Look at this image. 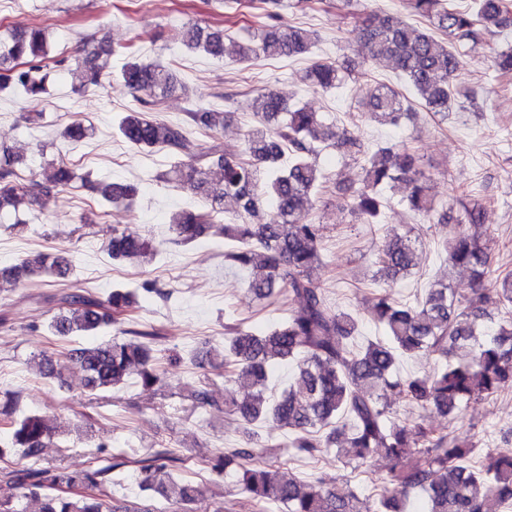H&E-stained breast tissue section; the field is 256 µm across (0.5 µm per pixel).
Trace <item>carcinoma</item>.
Wrapping results in <instances>:
<instances>
[{"label":"carcinoma","instance_id":"1","mask_svg":"<svg viewBox=\"0 0 512 512\" xmlns=\"http://www.w3.org/2000/svg\"><path fill=\"white\" fill-rule=\"evenodd\" d=\"M232 9L255 8L270 19L281 16L288 0H224ZM407 17L427 23L422 30L407 17L369 13L360 39L365 55L360 75L373 65L391 68L410 95L376 83L366 92L371 118L380 125L400 126L411 114V99L434 116L448 118L459 98L466 96L457 83L464 66L459 47L482 42L486 33L512 28L509 0H473L461 9L449 0H402ZM189 49H201L215 58L230 54L241 62L295 57L310 52L316 34L297 25L263 22L246 27L242 36L225 43L224 30L188 24L183 33ZM48 41L45 28L32 26L13 32L0 42V89L12 88L35 99L46 92ZM122 50L108 46L69 63L67 69L78 90L101 85L111 74L112 57ZM352 71L334 61L314 63L305 80L315 89L343 87ZM120 78L136 94L140 108L119 119L117 132L135 150L165 151L176 158L164 181L204 198L203 209H183L169 228L174 240L191 245L204 238L224 239V262L251 274V299L268 302L283 292L297 300L288 317L271 328L255 332L242 325L224 326V412L245 426L248 442L208 459L215 471L235 468L243 505L263 512L273 504L284 512H406L396 490L420 494L424 512H501L512 502V451L488 455L477 468L465 464L473 445L466 437L451 436L434 424L436 416L459 413L473 400L487 398L512 384V271L487 287L493 258L481 240L484 210L464 203L457 223L448 225L441 243L444 261L469 272L472 288L459 295L447 280L432 282L412 304L397 302L391 292L399 280L420 266L422 250L406 234L384 239L376 253L380 278L387 287L371 298V309L385 339L368 340L359 348L352 341L359 325L351 314L328 302L316 271L324 263L325 227L310 217L314 197L322 190L320 153L331 148L360 163L359 186L345 198V206L365 224L380 223L390 199L384 190L394 183L409 188L402 202L416 215L435 211L428 194L431 174L416 149L406 144L368 146L353 137L336 119L305 106L294 109L272 91L252 99L256 125L244 136L239 155L221 153L220 146L204 147L188 136L187 125L156 115L157 107L178 81L160 65L128 54ZM190 125L216 140L224 132L227 113L211 108L186 111ZM92 135L77 121L61 132L68 142ZM24 164L14 148L0 144V212L45 209L53 192L77 179L73 164L59 158L48 164L43 181L22 178ZM82 185L107 215V209L133 210L139 196L134 183L82 178ZM112 260L149 263L158 250L135 230L112 226L105 241ZM73 260L64 249L39 253L0 266V280L23 283L34 279H64ZM162 299L169 293L145 282L141 288L112 289L104 300L76 291L58 298L59 315L49 324L51 333L75 342L116 328V338L69 350L68 357L84 374L89 396L97 400L119 390L129 379L145 388L160 386L154 344L155 328L140 329L134 321L139 292ZM497 316V328L488 339L477 331L478 320ZM401 357L433 358L441 365L432 372L401 377L395 367ZM297 361V369L279 394L268 395L273 367ZM45 377L60 375L54 356L36 363ZM210 378L191 394L192 408L213 403ZM399 398L421 414L399 417L393 401ZM20 395L7 394L0 408L10 447L37 459L52 437L43 416L16 415ZM271 420L292 436L291 447L314 456L332 447L346 463L368 472L375 454L394 461L386 478L374 484V494L360 498L349 488L327 487L322 480L303 481L278 461L281 444L253 445L250 427ZM183 460L168 448L137 461L140 487L192 512L201 487L177 479L173 472ZM126 465L115 461L93 465L79 473L42 466L0 470V512H26L22 502L39 503L38 512H157L145 500L116 501L111 496L113 472Z\"/></svg>","mask_w":512,"mask_h":512}]
</instances>
